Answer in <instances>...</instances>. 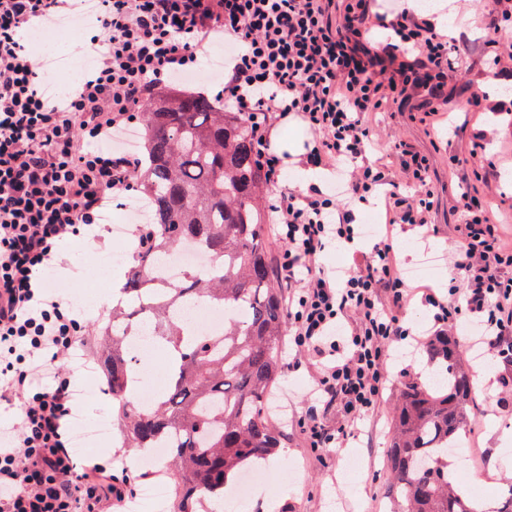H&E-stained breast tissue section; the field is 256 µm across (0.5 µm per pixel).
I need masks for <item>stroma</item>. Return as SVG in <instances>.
<instances>
[{"label": "stroma", "instance_id": "35a3bbf8", "mask_svg": "<svg viewBox=\"0 0 512 512\" xmlns=\"http://www.w3.org/2000/svg\"><path fill=\"white\" fill-rule=\"evenodd\" d=\"M421 19L444 18L458 47L452 60L459 68L457 80L444 88L448 100L435 115L422 114L429 95L425 89H410L407 96L393 103L381 117V135L388 141H404L414 150L429 156L436 191L432 214L436 233L428 246L418 245L414 231L400 235V258L412 266L413 255L430 249L445 255L460 221L462 191L475 196L493 197V210L507 217L505 230L512 234V68L487 77L486 62L492 55L491 40L512 38V0H427L417 10ZM483 85L479 107L459 111L458 104L472 93L474 85ZM457 125L456 136H449V125ZM486 130L485 155L496 160L497 167L488 180L477 181L470 175L467 159L473 132ZM66 267L55 287L68 297L80 296L88 276L102 273L105 286L126 280L135 264L134 254H127L122 266L100 271L97 256L82 240L71 239L61 245ZM434 310L418 302L405 312V321L421 342L393 346L387 362L388 382L379 406L368 417L361 432L347 447L335 450L329 464L310 455L300 421L305 416L304 399L314 383L316 368L303 363L296 371L283 370L274 388L271 418L284 422L283 444L286 455H273L267 463L274 477L264 493L247 505L235 507L227 501L209 502V512H400V505L389 493L391 473L387 456L391 443L393 407L404 382L430 383L431 368L425 344L436 335ZM512 375V365L488 358L475 364L472 372L474 410L472 417L481 428L480 444L487 454L483 491L471 493L472 502L492 504L501 488L512 483V469L504 467L496 448L504 431L512 430V390L493 385L498 375Z\"/></svg>", "mask_w": 512, "mask_h": 512}]
</instances>
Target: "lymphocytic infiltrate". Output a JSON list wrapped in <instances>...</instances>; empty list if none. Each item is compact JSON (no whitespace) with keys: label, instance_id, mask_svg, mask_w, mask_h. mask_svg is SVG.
Listing matches in <instances>:
<instances>
[{"label":"lymphocytic infiltrate","instance_id":"obj_1","mask_svg":"<svg viewBox=\"0 0 512 512\" xmlns=\"http://www.w3.org/2000/svg\"><path fill=\"white\" fill-rule=\"evenodd\" d=\"M335 8V0H95V33L78 45L92 70L75 91L52 95L21 33L76 12L75 0H0V403L14 411L0 430V512H112L124 500L111 461L80 464L73 454L76 376L59 361L89 360L90 340L78 337L71 302L48 280L62 267L64 239L88 238L107 252L101 212L132 190L138 168L113 149V135L216 41L236 46L219 96L254 135L269 231L284 248L275 272L288 334L316 363L305 412L311 453L346 447L374 413L392 346L412 336L403 313L414 299L434 308L437 324H473L468 346L512 362V246L488 199L461 196L447 295L414 284L394 231L433 233L430 160L402 142L382 145L369 121L411 84L428 89L437 112L455 43L406 10L388 20L371 0H348L339 26ZM376 25L395 38L375 50L367 35ZM286 118L314 135L306 167L334 171L343 193L281 187L283 157L270 134ZM376 197L385 231L370 251L341 275L321 265L328 246L355 247L358 208ZM334 410L337 425L328 421Z\"/></svg>","mask_w":512,"mask_h":512}]
</instances>
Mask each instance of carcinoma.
<instances>
[{
    "label": "carcinoma",
    "mask_w": 512,
    "mask_h": 512,
    "mask_svg": "<svg viewBox=\"0 0 512 512\" xmlns=\"http://www.w3.org/2000/svg\"><path fill=\"white\" fill-rule=\"evenodd\" d=\"M141 116L146 166L140 188L151 224L103 330L100 362L131 447L167 449L177 512H199L206 500L227 494L244 466L280 446L265 406L280 377L276 351L287 314L262 230L264 182L245 118L180 92L148 97ZM186 240L216 258L219 268L208 276L189 269L178 285L156 280L152 264ZM199 299L243 312L219 335L198 334L173 309ZM145 314L170 358L168 390L141 407L131 387L129 333ZM427 352L443 384L432 391L406 383L401 390L390 492L402 512H474L448 472V449L470 422L472 373L451 336L433 338Z\"/></svg>",
    "instance_id": "carcinoma-1"
}]
</instances>
